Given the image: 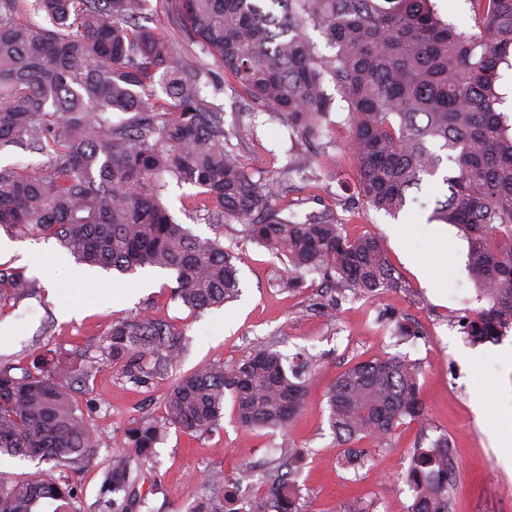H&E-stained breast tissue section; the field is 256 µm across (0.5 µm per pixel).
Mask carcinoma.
I'll return each instance as SVG.
<instances>
[{"mask_svg": "<svg viewBox=\"0 0 512 512\" xmlns=\"http://www.w3.org/2000/svg\"><path fill=\"white\" fill-rule=\"evenodd\" d=\"M148 0H0V150L24 145L48 157L40 167L0 166V227L56 239L91 267L133 275H174L172 297L193 312L218 308L240 292L234 255L176 223L163 202L169 182L195 190L210 224L235 220L246 238L286 258L292 271L317 272L345 289L379 294L396 284L381 242L351 238L322 216L292 220L271 202L295 168L255 181L221 113L200 85V62L174 59ZM474 25L445 21L432 0H171L197 43L223 65L247 100L274 112L316 142L332 99L325 76L349 105L347 143L358 167V194L396 215L412 189L438 174L445 199L434 219L452 224L468 246V267L487 306L466 326L473 343L512 330V124L498 112L499 69L512 56V0H472ZM42 16L44 24L30 21ZM320 30L328 55L306 33ZM173 99L157 104L156 86ZM128 118L112 121V113ZM23 291V273L0 269V288ZM183 349L170 324L133 317L112 325L102 362L129 379L165 376ZM314 359L252 349L230 369L205 366L179 377L165 416L125 431L133 454L112 456L101 494L125 512L133 467L152 462L174 427L204 433L231 396L237 422L283 430L305 403ZM94 365L0 367V456L90 461L102 438L79 409L71 386ZM419 367L400 355L358 362L328 389L340 465L355 468L352 444L383 441L424 414ZM453 452L448 435L414 449L406 482L408 512H451ZM298 467L274 472L230 506L229 479L212 474L198 512H306ZM66 480L0 474V512H35L42 500L74 512Z\"/></svg>", "mask_w": 512, "mask_h": 512, "instance_id": "obj_1", "label": "carcinoma"}]
</instances>
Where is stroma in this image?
Returning a JSON list of instances; mask_svg holds the SVG:
<instances>
[{
    "label": "stroma",
    "mask_w": 512,
    "mask_h": 512,
    "mask_svg": "<svg viewBox=\"0 0 512 512\" xmlns=\"http://www.w3.org/2000/svg\"><path fill=\"white\" fill-rule=\"evenodd\" d=\"M162 33L176 57H200L209 104L224 116L255 177L273 164L304 163L320 156L327 174L295 182L274 200L282 217L327 216L345 234L381 240L397 285L372 296L335 289L320 274L305 275L301 287L288 285L285 262L265 247L245 240L232 221L207 223L191 206L187 192L170 186L166 202L177 223L203 238L219 239L238 255L242 293L224 308L196 314L174 301L168 272L133 276L90 268L77 278L78 263L55 239L28 236L13 240L17 252L0 256V269L23 272L27 293L0 288V363L23 368L52 353L82 364L96 356L113 323L138 315L162 320L185 334L188 348L175 375L205 364L231 367L265 342L291 355L304 348L315 360L306 404L285 430L269 434L236 424L225 411L211 431L186 434L169 429L157 457L143 469L137 504L128 512H197L199 489L214 471L235 477L303 453L298 484L310 512H407L412 493L404 482L414 448L447 435L453 448L456 485L452 512H512V450L501 447L492 428L512 426V331L501 342L469 343L466 317L485 305L467 269L468 246L457 229L431 220L438 199L448 193L442 180L422 184L397 216L376 211L358 196L357 168L348 154V104L333 80L325 90L332 109L325 123L335 143H314L289 131L271 113L251 116L223 67L191 39L183 19L166 0H151ZM417 323L418 337H399L397 321ZM401 355L420 366L421 420L400 426L387 441L365 438L358 471L341 469L343 452L328 424L326 392L349 366L378 355ZM174 377L134 383L120 366L105 363L74 395L85 418L105 440L94 459L75 471L50 463L0 458V470L17 477L65 478L77 490L75 512H109L100 496L104 471L114 453L127 449L125 430L143 417L164 413Z\"/></svg>",
    "instance_id": "stroma-1"
}]
</instances>
